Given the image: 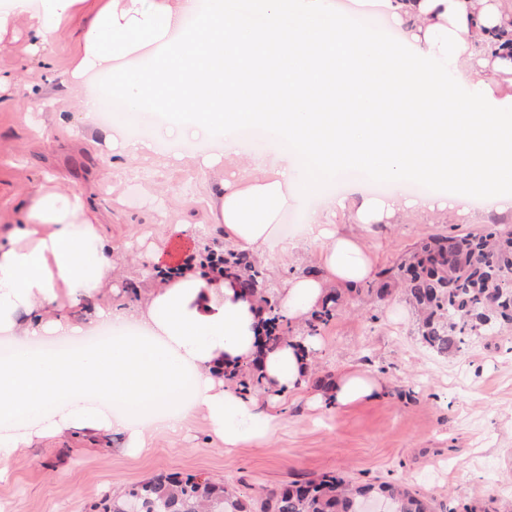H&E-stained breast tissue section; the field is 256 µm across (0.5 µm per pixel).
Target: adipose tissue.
<instances>
[{
    "instance_id": "adipose-tissue-1",
    "label": "adipose tissue",
    "mask_w": 512,
    "mask_h": 512,
    "mask_svg": "<svg viewBox=\"0 0 512 512\" xmlns=\"http://www.w3.org/2000/svg\"><path fill=\"white\" fill-rule=\"evenodd\" d=\"M386 15L393 41L353 28L334 0H223L191 39L174 40L181 5L171 0H0V39L15 18L28 20L34 46L50 42L61 21L76 22L80 54L64 81L86 118L98 112L85 89L89 73L139 109L148 92L179 98L161 135L182 140L225 130L220 153H241L237 129L270 126L292 146L274 162L249 155L271 178L227 183L212 208L236 245L257 250L279 241L277 218L300 189L321 191L349 170L387 182L384 199L360 198L358 186L307 214L302 236L320 247L325 277L289 280L280 307L300 321L322 305L328 285L370 279L371 254L334 222L350 210L358 224H388L401 211L425 209L467 217L473 196L490 193L512 214V96H495L494 74L512 71V43L500 38L495 0H364ZM102 216L80 191L39 184L0 243V333L13 337L0 362V481L17 452L71 430L125 436L145 450L147 421L177 429L187 411L203 412L232 453L264 440L277 415L233 384L227 370L256 366L271 404L302 386L314 336L260 350L266 311L232 278L190 270L131 312L101 304L112 258ZM51 318H43L44 308ZM136 320L144 334L66 356L34 352L42 337L79 339L103 322ZM380 382L358 371L315 395V406L346 407L372 399Z\"/></svg>"
}]
</instances>
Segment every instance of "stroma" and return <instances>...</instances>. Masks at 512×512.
<instances>
[{"instance_id":"1","label":"stroma","mask_w":512,"mask_h":512,"mask_svg":"<svg viewBox=\"0 0 512 512\" xmlns=\"http://www.w3.org/2000/svg\"><path fill=\"white\" fill-rule=\"evenodd\" d=\"M14 29L15 39L0 43V73L46 93L27 112L14 88L0 91V233L13 227L44 176H58L103 215L112 277L102 295L130 309L162 285L168 267L234 250L223 225L210 221L211 197L222 180L245 186L265 173L235 155L206 172L198 151L121 154L88 133L61 84L77 52L70 30L36 49L25 20ZM336 222L370 247L381 270L429 236L512 225V216L476 203L465 219L410 210L391 224H354L343 213ZM317 251L302 242L288 257L272 246L254 253L265 289L280 293L288 280L314 270ZM339 295V314L320 333L323 347L312 354L304 385L275 408L280 429L271 439L225 455L200 413L155 433L138 455L126 453L116 434L48 438L23 449L0 481V512H95L112 489L160 473L198 475L247 501L293 479L333 474L402 484L432 499L436 512H477L492 497L499 512H512V326L440 356L421 343L399 290L381 298L343 288ZM350 370L377 378L379 396L343 409L310 406L318 380Z\"/></svg>"}]
</instances>
